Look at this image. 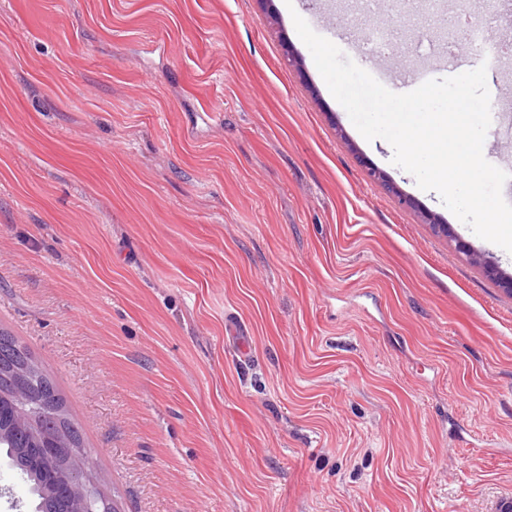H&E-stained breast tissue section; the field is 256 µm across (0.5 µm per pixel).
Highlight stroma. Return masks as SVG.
Segmentation results:
<instances>
[{
	"label": "stroma",
	"mask_w": 512,
	"mask_h": 512,
	"mask_svg": "<svg viewBox=\"0 0 512 512\" xmlns=\"http://www.w3.org/2000/svg\"><path fill=\"white\" fill-rule=\"evenodd\" d=\"M351 3L0 0V328L120 512L512 498V295L484 265L511 276L512 254L331 95L293 18L354 59ZM393 55L433 79L480 64ZM491 118L502 168L512 111ZM34 507L0 459V512Z\"/></svg>",
	"instance_id": "stroma-1"
}]
</instances>
